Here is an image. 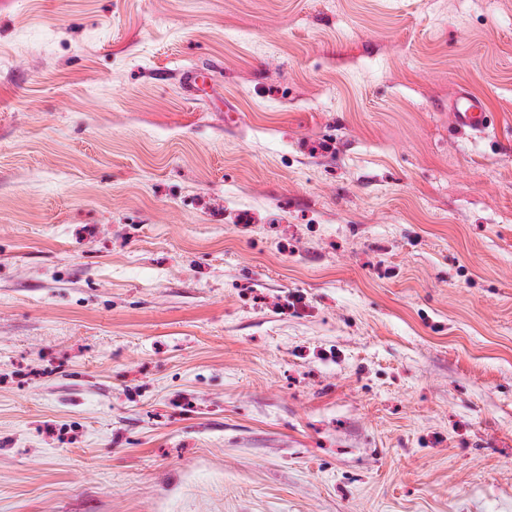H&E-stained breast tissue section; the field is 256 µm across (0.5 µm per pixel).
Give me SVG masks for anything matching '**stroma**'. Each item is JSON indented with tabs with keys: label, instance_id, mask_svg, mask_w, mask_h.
<instances>
[{
	"label": "stroma",
	"instance_id": "stroma-1",
	"mask_svg": "<svg viewBox=\"0 0 512 512\" xmlns=\"http://www.w3.org/2000/svg\"><path fill=\"white\" fill-rule=\"evenodd\" d=\"M0 512H512V0H0ZM459 127L483 132L489 127V112L484 101L468 92H459L452 104Z\"/></svg>",
	"mask_w": 512,
	"mask_h": 512
}]
</instances>
